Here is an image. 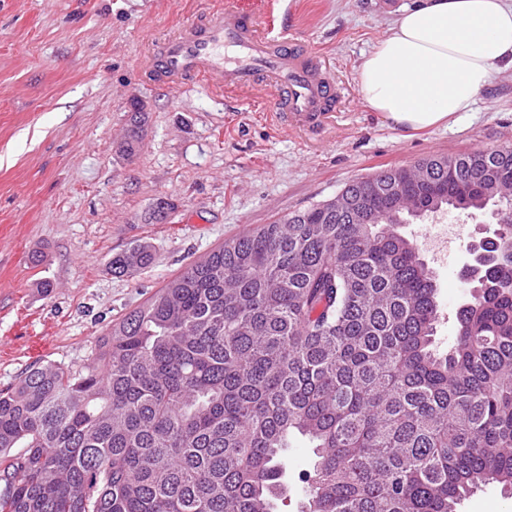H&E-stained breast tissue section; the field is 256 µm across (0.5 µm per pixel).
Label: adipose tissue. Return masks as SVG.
Instances as JSON below:
<instances>
[{
  "instance_id": "obj_1",
  "label": "adipose tissue",
  "mask_w": 512,
  "mask_h": 512,
  "mask_svg": "<svg viewBox=\"0 0 512 512\" xmlns=\"http://www.w3.org/2000/svg\"><path fill=\"white\" fill-rule=\"evenodd\" d=\"M512 66V0H416L356 72L383 120L421 130L470 111L501 65Z\"/></svg>"
}]
</instances>
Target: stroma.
<instances>
[{"label": "stroma", "mask_w": 512, "mask_h": 512, "mask_svg": "<svg viewBox=\"0 0 512 512\" xmlns=\"http://www.w3.org/2000/svg\"><path fill=\"white\" fill-rule=\"evenodd\" d=\"M226 0H0V389L52 363H90L111 325L225 241L336 196L352 180L431 155L512 146V67L448 126H389L362 101L356 69L414 0H278L272 38L317 56L339 92L319 130L277 122L272 81L235 94L147 82L154 38ZM147 136L116 154L131 100ZM172 208L150 221L158 198ZM486 211L444 208L400 233L432 272L448 351L473 294L463 268ZM138 242L153 264L113 275L109 259ZM279 512H299L316 457L292 438Z\"/></svg>", "instance_id": "obj_1"}]
</instances>
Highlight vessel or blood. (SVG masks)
Wrapping results in <instances>:
<instances>
[{"label": "vessel or blood", "mask_w": 512, "mask_h": 512, "mask_svg": "<svg viewBox=\"0 0 512 512\" xmlns=\"http://www.w3.org/2000/svg\"><path fill=\"white\" fill-rule=\"evenodd\" d=\"M263 73L275 79L283 116L308 129H318L336 108V89L310 55L294 42L267 39L252 15L232 6L156 41L148 66L151 80L179 87L200 78L227 93L255 84Z\"/></svg>", "instance_id": "1"}]
</instances>
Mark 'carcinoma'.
I'll return each mask as SVG.
<instances>
[{
	"mask_svg": "<svg viewBox=\"0 0 512 512\" xmlns=\"http://www.w3.org/2000/svg\"><path fill=\"white\" fill-rule=\"evenodd\" d=\"M142 107L117 145L134 155ZM215 248L112 325L85 370L30 369L0 389V512H273L289 438L317 457L301 512H456L512 488V252L434 348L430 270L396 231L443 207L501 213L512 243V146L344 188ZM138 243L125 275L153 263Z\"/></svg>",
	"mask_w": 512,
	"mask_h": 512,
	"instance_id": "1",
	"label": "carcinoma"
}]
</instances>
